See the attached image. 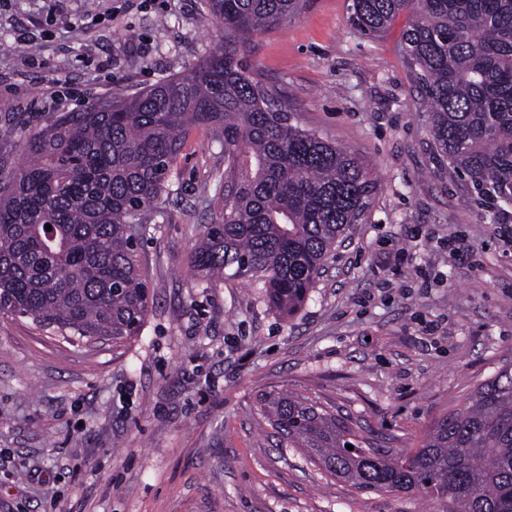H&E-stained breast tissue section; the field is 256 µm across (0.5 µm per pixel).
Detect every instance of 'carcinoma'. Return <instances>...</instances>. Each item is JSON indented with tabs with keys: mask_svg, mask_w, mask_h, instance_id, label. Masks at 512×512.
I'll use <instances>...</instances> for the list:
<instances>
[{
	"mask_svg": "<svg viewBox=\"0 0 512 512\" xmlns=\"http://www.w3.org/2000/svg\"><path fill=\"white\" fill-rule=\"evenodd\" d=\"M303 5L206 0L224 43L187 74L57 113L24 134L21 165L0 155V314L82 339L137 336L153 307L138 241L192 127L209 129L224 151V172L211 180L218 214L187 258L193 276L213 285L234 266L262 281L279 313L299 312L375 188L355 152L292 123L245 57L251 35ZM403 13V50L427 97L436 152L489 223H511L512 0L352 3L369 36ZM259 402L284 441L358 491L421 490L448 499V512H512L511 363L406 452L373 446L308 397L265 392Z\"/></svg>",
	"mask_w": 512,
	"mask_h": 512,
	"instance_id": "1",
	"label": "carcinoma"
}]
</instances>
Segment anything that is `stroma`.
I'll use <instances>...</instances> for the list:
<instances>
[{
	"label": "stroma",
	"instance_id": "obj_1",
	"mask_svg": "<svg viewBox=\"0 0 512 512\" xmlns=\"http://www.w3.org/2000/svg\"><path fill=\"white\" fill-rule=\"evenodd\" d=\"M352 0H306L245 51L295 122L357 152L370 206L292 318L261 282L197 287L186 260L224 168L205 128L170 170L139 260L154 298L120 346L0 315V512H448L415 491H356L289 447L262 392L314 398L389 448L512 360V236L434 150L401 49ZM221 31L203 0H0V149L98 97L185 73Z\"/></svg>",
	"mask_w": 512,
	"mask_h": 512
}]
</instances>
